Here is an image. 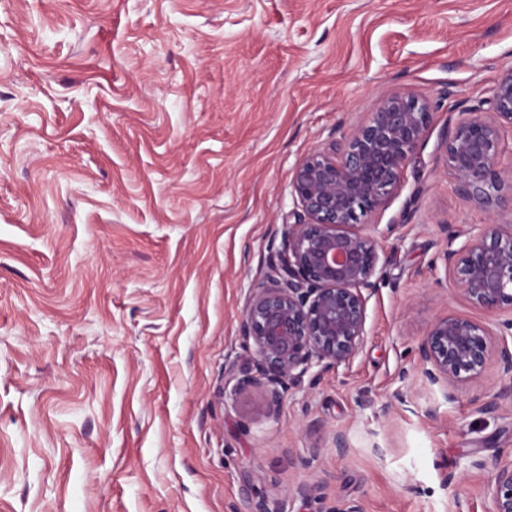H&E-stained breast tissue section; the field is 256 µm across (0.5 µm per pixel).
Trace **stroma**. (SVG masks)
<instances>
[{
	"label": "stroma",
	"instance_id": "stroma-1",
	"mask_svg": "<svg viewBox=\"0 0 512 512\" xmlns=\"http://www.w3.org/2000/svg\"><path fill=\"white\" fill-rule=\"evenodd\" d=\"M510 69L512 0H0V512H491L497 364L451 402L418 346L496 322L442 255L512 204L465 202L442 143ZM393 93L432 121L365 218L399 230L364 346L267 418L224 386L293 171Z\"/></svg>",
	"mask_w": 512,
	"mask_h": 512
}]
</instances>
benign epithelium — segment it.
Wrapping results in <instances>:
<instances>
[{
	"mask_svg": "<svg viewBox=\"0 0 512 512\" xmlns=\"http://www.w3.org/2000/svg\"><path fill=\"white\" fill-rule=\"evenodd\" d=\"M492 116L468 112L446 134V165L460 195L489 209L502 200L498 170L501 128L512 126V69L489 98ZM429 106L395 94L380 100L368 119L339 142L314 149L295 168L292 195L301 212L282 225L266 279L249 298L243 339L252 347L255 374L236 381L234 395L264 390L266 415L277 417L284 395L299 380L315 384L324 373L348 365L365 342L368 301L379 291L381 242L398 224H364L397 194L405 167L425 142ZM448 238L443 254L451 288L498 317L497 332L472 320L435 321L418 347L422 374L448 401L454 387L480 374L495 357L503 379L495 400L478 407L492 412L512 403V225L483 224L459 246ZM492 512H512V461L495 466L487 488Z\"/></svg>",
	"mask_w": 512,
	"mask_h": 512,
	"instance_id": "benign-epithelium-1",
	"label": "benign epithelium"
}]
</instances>
